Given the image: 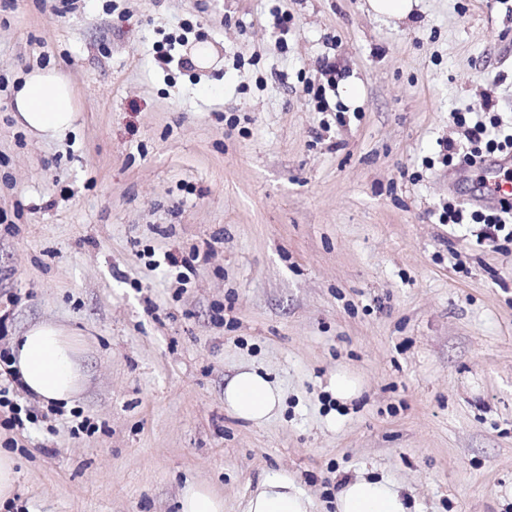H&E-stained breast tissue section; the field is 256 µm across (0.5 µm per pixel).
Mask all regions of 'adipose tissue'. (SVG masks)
I'll use <instances>...</instances> for the list:
<instances>
[{"instance_id": "adipose-tissue-1", "label": "adipose tissue", "mask_w": 512, "mask_h": 512, "mask_svg": "<svg viewBox=\"0 0 512 512\" xmlns=\"http://www.w3.org/2000/svg\"><path fill=\"white\" fill-rule=\"evenodd\" d=\"M19 121L37 136L54 138L73 126L77 101L69 79L54 68L28 72L14 93ZM13 374L26 390L54 403H71L86 383L80 341L50 323L31 325L13 346ZM280 389L254 369L236 373L224 388V407L234 416L261 424L279 411ZM314 504L288 477L269 476L247 512H313ZM336 512H408L390 483L355 479L336 497Z\"/></svg>"}]
</instances>
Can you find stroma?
<instances>
[{
  "label": "stroma",
  "instance_id": "stroma-1",
  "mask_svg": "<svg viewBox=\"0 0 512 512\" xmlns=\"http://www.w3.org/2000/svg\"><path fill=\"white\" fill-rule=\"evenodd\" d=\"M37 67L78 99L53 139L15 118ZM488 88L512 127V0H0V386L36 418L0 413V512H179L190 483L245 512L276 473L315 512L358 477L411 512H512V241L439 221L484 191L440 146ZM40 321L81 341L73 405L5 361ZM246 366L284 397L261 425L224 408ZM372 10L385 17L406 16L412 9V0H370ZM15 460L6 453L0 451V501L12 497L15 486Z\"/></svg>",
  "mask_w": 512,
  "mask_h": 512
}]
</instances>
